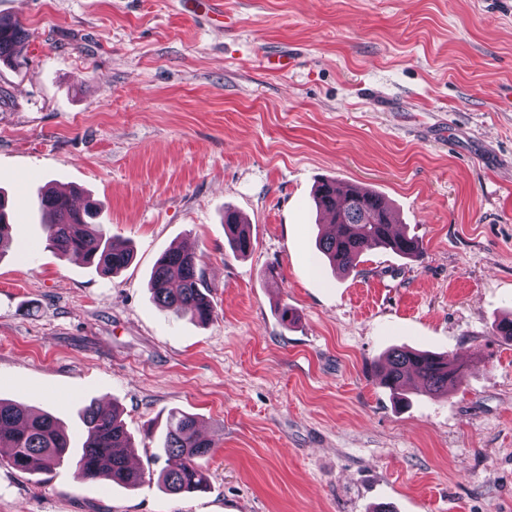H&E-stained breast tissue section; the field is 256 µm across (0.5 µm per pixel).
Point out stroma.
Returning a JSON list of instances; mask_svg holds the SVG:
<instances>
[{"mask_svg": "<svg viewBox=\"0 0 512 512\" xmlns=\"http://www.w3.org/2000/svg\"><path fill=\"white\" fill-rule=\"evenodd\" d=\"M0 0L27 39L0 62V398L119 407L135 489L0 465V512H512V0ZM292 56L275 73L270 55ZM375 190L412 260L332 271L319 178ZM103 207L132 263L48 248L38 189ZM253 241L233 253L225 210ZM201 258L215 316L160 311L158 257ZM297 319L284 324L283 308ZM464 367L447 394L379 384L390 348ZM195 414L206 491L168 495L153 438Z\"/></svg>", "mask_w": 512, "mask_h": 512, "instance_id": "obj_1", "label": "stroma"}]
</instances>
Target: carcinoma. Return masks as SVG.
<instances>
[{
    "mask_svg": "<svg viewBox=\"0 0 512 512\" xmlns=\"http://www.w3.org/2000/svg\"><path fill=\"white\" fill-rule=\"evenodd\" d=\"M27 37L21 23L0 20V60L12 59L16 47ZM314 203L317 209L331 214L336 224L335 234L319 240L320 252L335 270L356 267L362 254L374 248L389 249L405 258L419 253L415 237L393 232L390 208L373 190L323 179L316 185ZM38 208L44 218L47 247L58 255L83 256L89 265L107 273H117L130 264L132 249L112 241L98 222L100 209L95 205H88L83 218L77 220L69 196L49 189L38 194ZM224 232L233 252L245 255L252 250L251 236L236 212H224ZM150 285L162 310L175 315L189 312L203 324L213 319L214 308L206 295L197 255L191 249L165 252L153 268ZM459 371L460 365L447 355L394 348L386 357L380 382L396 391L407 378L415 376L426 393L435 395L447 392ZM81 414L85 437L82 448L74 454L70 437L56 416L0 400V448L10 449L0 463L25 474H48L70 462L81 479L104 476L119 487L139 485L144 473L129 468L134 442L118 409L108 414L91 403L81 408ZM211 448L212 442L201 434L194 415L169 413L153 455L155 459L167 456L179 460L176 467L161 473L166 491L178 495L207 488L208 474L200 460Z\"/></svg>",
    "mask_w": 512,
    "mask_h": 512,
    "instance_id": "1",
    "label": "carcinoma"
}]
</instances>
